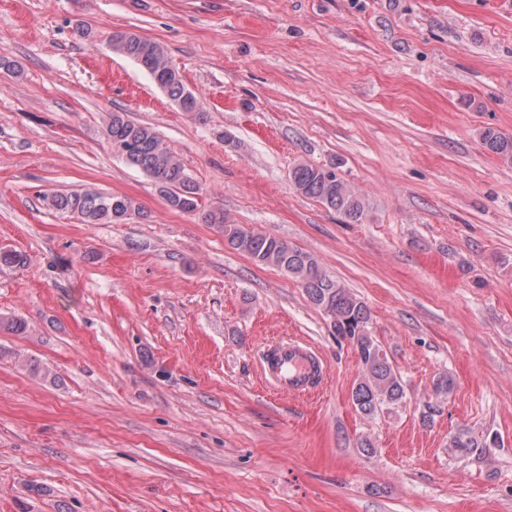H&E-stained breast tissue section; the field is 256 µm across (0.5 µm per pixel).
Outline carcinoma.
Masks as SVG:
<instances>
[{
    "mask_svg": "<svg viewBox=\"0 0 512 512\" xmlns=\"http://www.w3.org/2000/svg\"><path fill=\"white\" fill-rule=\"evenodd\" d=\"M110 46L147 71L158 88L182 111H203L201 102L168 64L160 44L132 32H116L110 37ZM104 135L112 153L126 165L143 172L169 207L181 212L198 208L197 192L184 165L153 128L132 121L125 112H113ZM479 140L489 154L512 164L511 135L486 127L479 132ZM291 179L297 191L335 211L344 222H362L367 209L365 200L348 189L334 167L300 162L293 168ZM48 203L57 211L76 215L84 224H118L141 213L135 200L115 194L56 193L48 197ZM205 222L217 226L232 249L299 281L309 301L330 320L332 334L350 341L361 370L351 392L352 404L359 413L373 419L403 402L406 396L403 378L370 332V309L343 284L329 277L313 254L274 236L230 224L221 209L208 212ZM449 447L467 455L474 448L486 447V442L469 429L460 428L450 436Z\"/></svg>",
    "mask_w": 512,
    "mask_h": 512,
    "instance_id": "1",
    "label": "carcinoma"
}]
</instances>
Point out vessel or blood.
Segmentation results:
<instances>
[{
  "label": "vessel or blood",
  "mask_w": 512,
  "mask_h": 512,
  "mask_svg": "<svg viewBox=\"0 0 512 512\" xmlns=\"http://www.w3.org/2000/svg\"><path fill=\"white\" fill-rule=\"evenodd\" d=\"M324 366L306 343L288 339L271 344L263 361V377L278 390L300 394L311 387V380L323 376Z\"/></svg>",
  "instance_id": "b4317fda"
}]
</instances>
